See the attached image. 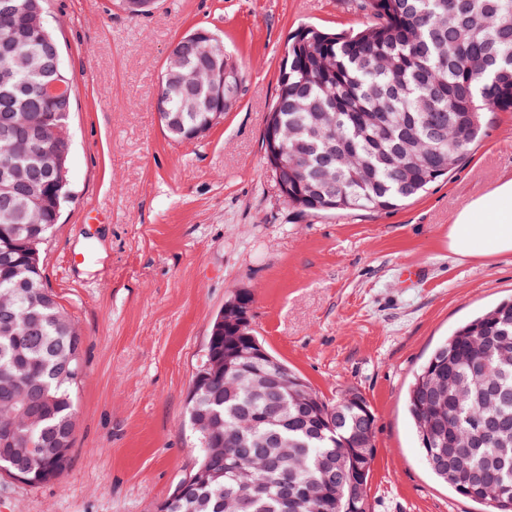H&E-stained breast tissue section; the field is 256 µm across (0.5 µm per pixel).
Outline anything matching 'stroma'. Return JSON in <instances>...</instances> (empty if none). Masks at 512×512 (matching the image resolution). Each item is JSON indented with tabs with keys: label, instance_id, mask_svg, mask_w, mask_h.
<instances>
[{
	"label": "stroma",
	"instance_id": "obj_1",
	"mask_svg": "<svg viewBox=\"0 0 512 512\" xmlns=\"http://www.w3.org/2000/svg\"><path fill=\"white\" fill-rule=\"evenodd\" d=\"M73 81L71 194L41 251L44 281L83 336L70 464L27 484L0 474V512H155L197 460L185 424L217 313L252 292L266 348L327 400L374 416L368 512H489L428 469L406 393L465 320L512 297V256L459 258L448 226L512 176V112L423 196L390 211L302 215L262 136L290 35L365 18L353 0H48ZM196 27L242 61L235 107L203 138H167L153 108L172 44Z\"/></svg>",
	"mask_w": 512,
	"mask_h": 512
}]
</instances>
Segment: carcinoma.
<instances>
[{
  "instance_id": "cac0c4a2",
  "label": "carcinoma",
  "mask_w": 512,
  "mask_h": 512,
  "mask_svg": "<svg viewBox=\"0 0 512 512\" xmlns=\"http://www.w3.org/2000/svg\"><path fill=\"white\" fill-rule=\"evenodd\" d=\"M448 25L445 0H355L367 17L359 30L332 33L302 25L288 39L272 113L288 154V205L302 214L384 211L411 200L449 174L456 143L468 152L493 112H512V0H462ZM47 0H0V67L15 72L0 87V167L17 170L0 193V417L15 440H0V468L12 449L31 443L51 479L70 454L73 386L83 337L44 283L40 251L58 223L69 186L64 144L30 147L14 128L70 131L72 99L49 98L47 86L69 78L44 34ZM164 69L159 99L166 135L191 143L212 128L209 78L244 71L219 48L182 36ZM251 359L221 370L192 398L187 421L198 467L238 471L192 487L177 512H230L237 492L252 512H336L368 481L374 413L363 395L324 399L294 371L288 386L261 389ZM409 413L431 473L459 496L477 501L489 487L507 493L491 512H512V300L461 324L435 347L407 394Z\"/></svg>"
}]
</instances>
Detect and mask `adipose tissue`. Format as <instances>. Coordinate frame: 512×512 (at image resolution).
<instances>
[{
    "label": "adipose tissue",
    "instance_id": "1",
    "mask_svg": "<svg viewBox=\"0 0 512 512\" xmlns=\"http://www.w3.org/2000/svg\"><path fill=\"white\" fill-rule=\"evenodd\" d=\"M448 249L461 257L512 255V178L456 214L448 229Z\"/></svg>",
    "mask_w": 512,
    "mask_h": 512
}]
</instances>
